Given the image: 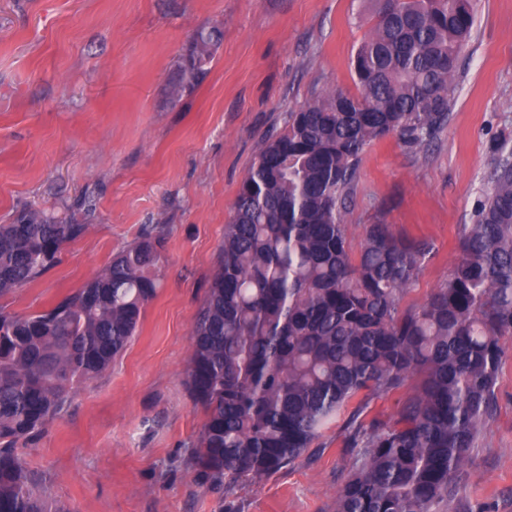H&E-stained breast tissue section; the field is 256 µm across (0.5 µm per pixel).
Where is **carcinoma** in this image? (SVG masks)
<instances>
[{
	"label": "carcinoma",
	"mask_w": 512,
	"mask_h": 512,
	"mask_svg": "<svg viewBox=\"0 0 512 512\" xmlns=\"http://www.w3.org/2000/svg\"><path fill=\"white\" fill-rule=\"evenodd\" d=\"M474 25L472 0H377L352 60L358 93L330 89L288 113L260 148L224 225L220 260L193 324L187 382L207 419L198 471L227 492L293 463L353 401L346 447L358 465L336 512H432L489 413L512 334V147L495 148L461 256L421 303L401 301L434 246L366 224L346 246V201L366 146L422 144L450 117ZM213 34H198L174 85L202 79ZM86 222L28 209L0 224V297L30 284ZM160 239L145 236L79 290L27 315L0 310V512H52L20 449L104 373L134 336L159 284ZM393 420H358L372 395L398 394Z\"/></svg>",
	"instance_id": "cac0c4a2"
}]
</instances>
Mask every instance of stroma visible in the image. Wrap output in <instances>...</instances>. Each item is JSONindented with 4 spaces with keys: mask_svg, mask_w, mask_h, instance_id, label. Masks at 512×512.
Instances as JSON below:
<instances>
[{
    "mask_svg": "<svg viewBox=\"0 0 512 512\" xmlns=\"http://www.w3.org/2000/svg\"><path fill=\"white\" fill-rule=\"evenodd\" d=\"M376 9L375 0H0V224L28 207L68 205L79 219L77 201L96 202L88 233L0 306L43 310L143 228L163 238L159 287L134 336L26 450L67 512H336L356 462L343 422L228 495L192 464L206 413L186 371L242 180L291 110L327 89L354 91L351 62ZM474 9L447 126L420 146L394 134L367 146L347 202L351 255L367 224L434 243L405 308L446 277L488 187L492 147L512 141V0ZM200 30L218 33L206 74L173 98ZM501 345L492 415L436 512H512V335Z\"/></svg>",
    "mask_w": 512,
    "mask_h": 512,
    "instance_id": "stroma-1",
    "label": "stroma"
}]
</instances>
